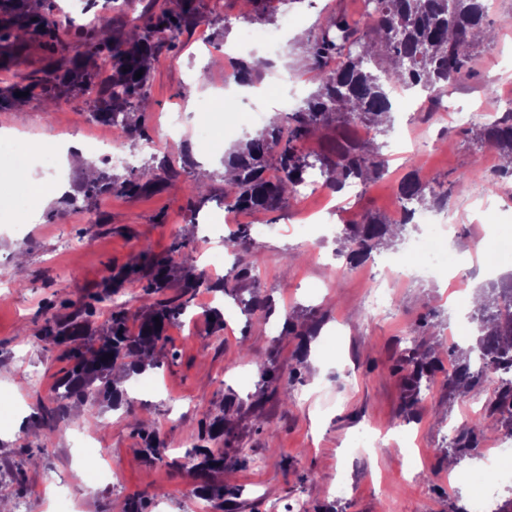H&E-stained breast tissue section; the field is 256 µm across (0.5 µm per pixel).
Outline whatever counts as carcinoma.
Returning <instances> with one entry per match:
<instances>
[{
	"label": "carcinoma",
	"mask_w": 512,
	"mask_h": 512,
	"mask_svg": "<svg viewBox=\"0 0 512 512\" xmlns=\"http://www.w3.org/2000/svg\"><path fill=\"white\" fill-rule=\"evenodd\" d=\"M371 8L361 21H352L344 14L332 17L311 46L316 63L317 91L305 99L294 112L282 113L255 136L224 154V166L232 167L236 177L224 183V204L241 210H273L306 180L310 171L319 169L327 185L341 191L351 182L368 184L386 167L380 148L370 142L343 140L336 142L327 155L312 156L305 152V143L320 129L332 123H360L369 127L382 125V117L391 112V89L419 88L428 96L438 97L469 76L468 59L479 33L486 30L483 0H370ZM20 10V28L34 35L53 39L58 25L52 15L32 8L30 0H0V41L13 37L15 23L9 15ZM193 14L190 0H162L150 26L132 29L122 40L111 28L102 24L88 38L86 50L72 59H61L50 69L20 73L17 80L0 88V108L25 100L18 92L33 93L39 88L48 97L61 87L84 91L94 82L99 61L112 62V88L94 117L120 127V136L149 139L148 131L138 122H130L131 109L142 106L148 81L145 62L154 57L156 36L165 35L172 42L183 23ZM141 78H135L137 72ZM477 136L502 160L493 178L480 174L478 168L470 176L485 183L488 194L497 192L503 179L512 177V111L495 122L482 124ZM166 161L144 170L138 176L119 178L98 175L84 186L86 196L102 192L122 195L145 193L160 182L157 171L165 169ZM278 175H267L270 168ZM403 202V223L408 224L420 209L444 207L448 192L435 178L424 185L417 172H410L399 186ZM396 225L373 215H362L346 225L343 248L349 260L357 263L371 250L394 234ZM251 241L250 228L242 227L224 238V248L236 251ZM175 265L168 257L154 256L150 272L142 285L143 295L153 297L171 288ZM138 273L130 266L112 272L105 283V294H117L124 280ZM201 288L220 291L237 299L244 309L254 314L265 309V300L258 280L247 267L231 276L211 282L186 278L180 293L159 301L147 316L140 319L137 332L128 327L130 314L125 305L112 306L104 334L96 345L85 342L88 317L75 315L66 320L48 319L40 335L63 348L59 359L68 363L54 388L60 414L74 400L85 406L84 420L97 417L102 403L112 409L120 407L124 392L112 379L115 367H142L157 346L165 340L167 325L184 316L195 294ZM249 291V298L242 297ZM491 297L477 305L480 335L469 349L467 362L457 367L448 378L451 389L483 390L482 371L471 369V353L483 356L486 363L499 370H512V277L506 282L487 286ZM400 370L405 375V398L411 407L418 400L422 385L430 384L437 370L435 360L405 350ZM503 429L512 435V378L501 380L493 397L486 404V414L466 424L455 440V456L466 455L476 448L490 430ZM224 434V420L204 421L199 434L200 444L193 448L192 471L198 479L196 493L207 499L221 501L224 484L210 481V474L224 471V453L209 448L208 443Z\"/></svg>",
	"instance_id": "1"
}]
</instances>
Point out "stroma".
<instances>
[{
	"label": "stroma",
	"mask_w": 512,
	"mask_h": 512,
	"mask_svg": "<svg viewBox=\"0 0 512 512\" xmlns=\"http://www.w3.org/2000/svg\"><path fill=\"white\" fill-rule=\"evenodd\" d=\"M194 6V18L175 43L158 44L150 65L151 107L142 120L154 138L167 112L207 106L205 91H185L188 70H208L213 85H220L224 71L210 60L227 52L239 29L281 23L274 0H264L257 11L242 10L241 0H194ZM292 10L288 28L305 30V40L283 41L270 55L271 67L252 78L257 89L283 85L276 100L283 112L316 89L312 38L336 14L360 18L364 0H297ZM94 24L90 14L69 23L51 52L30 37L0 42V84L12 79L15 58L28 72L84 50ZM487 24L491 40L477 43L469 78L450 90L452 112L434 117L424 92H395L390 128L373 134L374 142L396 148L389 175L331 206L320 195L304 201L292 196L273 211H227L222 158L190 135L161 141L155 153L167 160L164 182L139 196L86 197L85 176L70 168L67 192L16 216L10 212L14 192L0 180V499L15 503L50 487L45 512H123L131 498L142 499L147 512H195L200 499L192 492L186 445L197 440L204 416L226 412L231 422L217 442L225 453L217 479L233 492V512H266L268 501L296 498L305 512H457L458 501L448 494L453 451L443 431L464 415L478 417L481 406L448 388L443 367L420 400L406 407L395 367L408 348L447 361L449 335L463 327L456 312L469 300L449 302L447 280L417 278L397 283L392 305L376 312L368 305L373 267L350 263L340 238L343 213L391 214L393 185L415 169L422 178L453 183L448 210L459 219L458 238L487 230L512 239V180L486 195L488 207L474 218L483 187L467 173L477 166L490 176L497 163L474 124L453 119L457 112L494 107L496 91L512 85V0H495ZM94 110L80 92L51 99L36 93L0 110V130L80 142L111 131L93 121ZM411 117L417 121L414 146L398 141ZM189 181L204 186L192 202L178 190ZM242 224H262L266 231L247 250L225 251V236ZM87 235L95 240L91 248L65 249V241ZM181 238L195 262L188 266L185 255H172L177 278L217 280L220 270L210 266L209 256L223 254V268H251L271 313L249 316L234 298L199 290L181 321L169 325L156 368L144 373L147 390L120 410H100L101 426L85 455L94 462L109 452L118 484L102 488L91 470L76 481L73 433L55 431L43 410L60 376V351L39 332L47 317L65 320L90 308L87 336L98 340L112 311L102 297L112 270L143 249L168 254ZM288 320L307 329L308 337L285 334ZM271 366L284 373L297 367L301 374L288 389H273L262 380ZM31 369L38 370L39 384L26 379ZM145 433L159 437L162 459L143 453ZM48 435L53 447L46 450L41 443ZM159 489L167 493L160 501L154 498Z\"/></svg>",
	"instance_id": "obj_1"
}]
</instances>
